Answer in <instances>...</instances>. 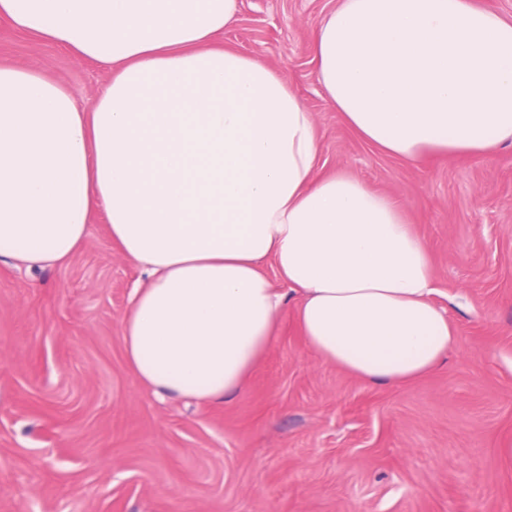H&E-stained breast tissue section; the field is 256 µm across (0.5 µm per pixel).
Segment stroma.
Returning <instances> with one entry per match:
<instances>
[{
	"instance_id": "1",
	"label": "stroma",
	"mask_w": 512,
	"mask_h": 512,
	"mask_svg": "<svg viewBox=\"0 0 512 512\" xmlns=\"http://www.w3.org/2000/svg\"><path fill=\"white\" fill-rule=\"evenodd\" d=\"M338 0H240L225 45L280 70L311 112L318 170L405 209L457 327L446 360L363 382L303 342L295 302L247 389L223 402L153 395L120 323L144 274L102 219L72 260L0 261V512H512V146L408 164L351 131L323 91L314 34ZM0 63L84 102L108 74L0 23Z\"/></svg>"
}]
</instances>
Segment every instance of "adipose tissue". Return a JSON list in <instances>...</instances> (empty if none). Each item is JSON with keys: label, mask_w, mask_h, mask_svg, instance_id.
Masks as SVG:
<instances>
[{"label": "adipose tissue", "mask_w": 512, "mask_h": 512, "mask_svg": "<svg viewBox=\"0 0 512 512\" xmlns=\"http://www.w3.org/2000/svg\"><path fill=\"white\" fill-rule=\"evenodd\" d=\"M238 6L0 0V20L108 72L83 104L0 64V259L66 264L103 215L148 272L120 326L127 366L168 396L244 392L292 295L322 362L393 385L435 370L457 330L423 239L387 195L318 172L303 100L221 42ZM313 61L349 128L406 163L512 143V20L475 0H340Z\"/></svg>", "instance_id": "1"}]
</instances>
